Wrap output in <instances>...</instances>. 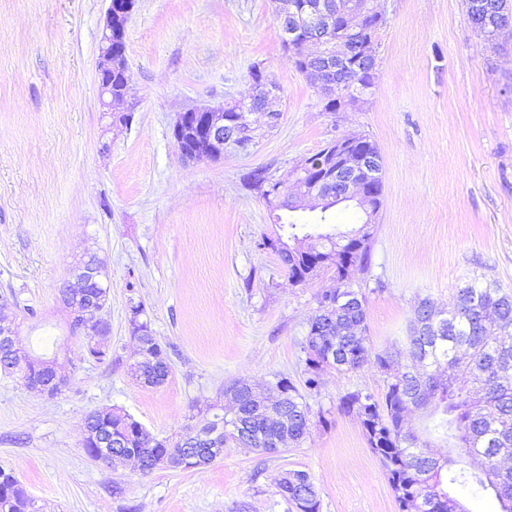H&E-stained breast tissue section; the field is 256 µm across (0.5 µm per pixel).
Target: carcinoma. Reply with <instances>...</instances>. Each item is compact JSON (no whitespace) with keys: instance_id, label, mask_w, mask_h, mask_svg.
<instances>
[{"instance_id":"carcinoma-1","label":"carcinoma","mask_w":512,"mask_h":512,"mask_svg":"<svg viewBox=\"0 0 512 512\" xmlns=\"http://www.w3.org/2000/svg\"><path fill=\"white\" fill-rule=\"evenodd\" d=\"M354 81L349 92L358 96L375 87L374 74L356 60L347 62ZM375 165L371 183L375 203L383 204V159L377 144L368 139L360 156ZM304 225L288 223V239L302 238L317 250H288L280 242L276 251L281 266L296 284L317 275L330 261L336 282L346 278V263L368 266L371 235L363 228L320 233L302 232ZM497 316L484 311L486 305ZM366 293L360 288H334L318 296L302 343L305 353L304 386L319 389L321 374L329 361L338 372H348L373 363L385 375L381 400L355 391L341 398L342 411L355 414L364 428L372 452L386 471L400 512H467L449 491L455 484L473 483L493 495L498 512H512V466L498 459L512 457V292L495 280L474 278L457 289L451 316L442 323L431 320L434 301L426 296L415 301L402 344L377 350L366 332ZM141 306L132 307V334L154 357L130 374L149 381L171 369L168 354L157 341L148 322L139 320ZM24 384L44 380L43 371L31 364L12 370ZM231 414L214 413L197 424L223 432L217 455L233 444L261 454L288 450L309 433L312 413L297 387L286 377L274 386L256 391L235 380L225 386ZM424 410L438 417L443 434V452L430 451V442L404 426L407 415ZM92 434L83 439L85 453L95 458L105 435L115 453L136 455L147 469L186 470V448L179 439H155L143 446L146 428L118 408H104L89 417ZM278 493L296 512H319L320 501L312 476L288 471L278 483ZM0 512H37L35 502L10 473L0 470Z\"/></svg>"}]
</instances>
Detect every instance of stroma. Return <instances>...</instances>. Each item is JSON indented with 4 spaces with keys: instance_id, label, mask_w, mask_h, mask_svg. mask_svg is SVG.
<instances>
[{
    "instance_id": "obj_1",
    "label": "stroma",
    "mask_w": 512,
    "mask_h": 512,
    "mask_svg": "<svg viewBox=\"0 0 512 512\" xmlns=\"http://www.w3.org/2000/svg\"><path fill=\"white\" fill-rule=\"evenodd\" d=\"M373 5L375 87L334 113L289 61L271 0H136L113 114L97 72L107 0H0V319L70 380L48 397L0 371V468L39 512H293L276 487L289 470L313 477L320 512H399L359 419L339 409L347 392L382 394L371 364L325 370L306 396L323 419L285 452L230 446L203 469L145 475L82 447L86 414L104 406L173 437L231 381L301 382L307 321L335 271L289 280L261 245L281 233L274 212L244 179L263 168L287 182L334 135H366L384 162L371 266L352 271L376 349L405 336L417 298L451 306L473 276L512 289V39L490 46L466 0ZM256 66L278 88V127L248 152L182 160L178 114L250 95ZM88 252L110 285L102 362L59 294ZM136 305L170 359L159 387L128 374Z\"/></svg>"
}]
</instances>
